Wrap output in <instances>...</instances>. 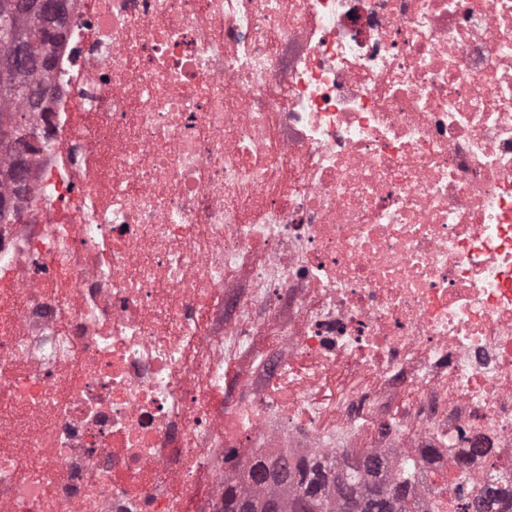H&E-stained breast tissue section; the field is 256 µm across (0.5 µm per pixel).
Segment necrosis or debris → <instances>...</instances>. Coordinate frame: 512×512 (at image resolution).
<instances>
[{"instance_id": "1", "label": "necrosis or debris", "mask_w": 512, "mask_h": 512, "mask_svg": "<svg viewBox=\"0 0 512 512\" xmlns=\"http://www.w3.org/2000/svg\"><path fill=\"white\" fill-rule=\"evenodd\" d=\"M66 9L0 183V512H222L234 458L340 448L424 512L511 479L512 0Z\"/></svg>"}]
</instances>
